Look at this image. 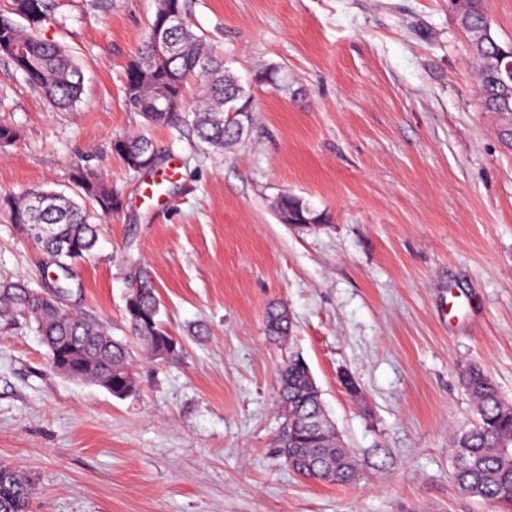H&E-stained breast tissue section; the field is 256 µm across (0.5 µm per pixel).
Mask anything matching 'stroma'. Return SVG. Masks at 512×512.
I'll return each mask as SVG.
<instances>
[{"label":"stroma","instance_id":"1","mask_svg":"<svg viewBox=\"0 0 512 512\" xmlns=\"http://www.w3.org/2000/svg\"><path fill=\"white\" fill-rule=\"evenodd\" d=\"M55 3L41 34L65 44L82 94L53 111L0 56V124L16 133L0 195L73 193L84 165L111 180L121 206L66 305L127 343L139 390L54 371L33 322L0 329V461L33 478L31 512H498L455 485L448 439L475 420L461 366L512 400V142L481 107L448 0H187L252 97L248 136L222 152L124 104L153 0ZM271 69L277 83L256 82ZM132 132L154 170L112 153ZM283 194L329 222L281 223ZM143 268L177 359L148 358L126 324ZM47 272L0 211V280L36 288ZM273 302L293 322L276 342ZM296 355L354 456L349 484L305 479L280 452L278 374Z\"/></svg>","mask_w":512,"mask_h":512}]
</instances>
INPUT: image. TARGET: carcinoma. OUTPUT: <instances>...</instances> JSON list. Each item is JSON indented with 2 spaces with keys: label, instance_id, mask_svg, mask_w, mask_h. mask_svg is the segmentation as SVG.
<instances>
[{
  "label": "carcinoma",
  "instance_id": "obj_1",
  "mask_svg": "<svg viewBox=\"0 0 512 512\" xmlns=\"http://www.w3.org/2000/svg\"><path fill=\"white\" fill-rule=\"evenodd\" d=\"M182 24L167 31L168 52L154 54L153 37L172 8ZM458 25L467 37L469 56L475 63L482 107L501 120L502 135L512 139V44L500 41L488 16L487 0H448ZM12 14L27 22L23 26L0 15V55L22 71L29 84L59 110L73 108L82 93V76L68 50L43 39L37 29L51 19V0H12ZM191 77L201 81L199 98L187 104L185 88ZM234 96L240 107L252 104L248 94L223 58L206 46L203 37L186 20L185 0H155L146 35L127 66L125 106L138 112L153 128L174 127L192 114V130L200 142L217 148L235 145L247 132L252 119L238 125L228 120L224 98ZM112 150L128 168L142 170L140 163L154 153L151 140L143 135L118 138ZM76 197L52 190L36 189L20 197H4L13 223L29 227V235L42 247L58 278L42 284L59 297L57 306L44 301L24 280L0 281V323L11 326L31 319L50 351L62 362L51 366L80 371V382L103 388L112 384V396L124 398L136 392L138 377L130 369L127 345L114 339L98 322L70 310L64 300L71 293L74 265L89 258L98 243L100 225L95 216L109 215L120 206L112 185L90 168L72 175ZM285 224H321L328 215L317 213L299 197L278 196L273 203ZM127 322L145 351L154 356H176L161 319V300L150 272L140 271L136 287L125 298ZM268 336L284 338L292 332L288 311L270 305L264 315ZM460 385L469 396L477 422L461 427L450 440L452 476L458 488L470 497L497 504L501 512H512V402L506 400L485 370L460 369ZM288 407L287 434L281 446L288 448V466L306 479L343 484L353 480L356 467L349 449L342 446L327 419L321 393L306 361L294 357L279 372V399ZM32 479L17 468L0 463V512H30L35 496Z\"/></svg>",
  "mask_w": 512,
  "mask_h": 512
}]
</instances>
